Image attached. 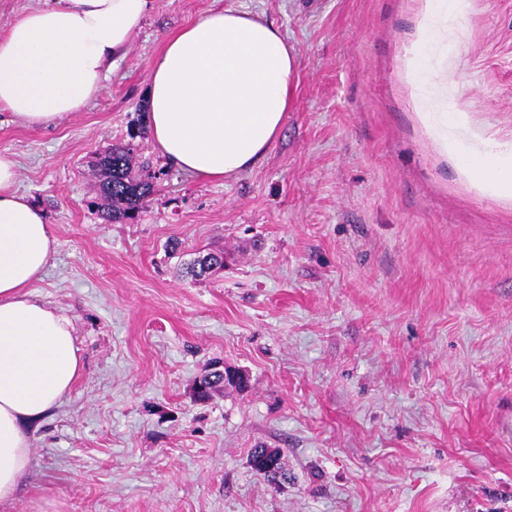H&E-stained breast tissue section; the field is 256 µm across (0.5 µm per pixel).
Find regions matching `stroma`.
Segmentation results:
<instances>
[{
  "label": "stroma",
  "mask_w": 512,
  "mask_h": 512,
  "mask_svg": "<svg viewBox=\"0 0 512 512\" xmlns=\"http://www.w3.org/2000/svg\"><path fill=\"white\" fill-rule=\"evenodd\" d=\"M229 7L280 28L298 80L264 156L211 181L159 154L147 89L169 35ZM432 10L151 0L82 111H0L58 243L33 292L83 361L0 512H512V195L465 166L512 154V0H455L441 41ZM422 70L447 78L432 120ZM128 143L153 193L111 223L97 160ZM216 360L248 387L195 402ZM260 445L287 481L252 469ZM277 461V469L279 474L282 476H286V470L284 469L282 463V456L278 449L275 448H254L251 454V466L252 468L260 475H263L270 482H279L281 479L277 478L276 472H268L266 471V461L273 460Z\"/></svg>",
  "instance_id": "obj_1"
}]
</instances>
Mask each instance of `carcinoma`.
Masks as SVG:
<instances>
[{
  "mask_svg": "<svg viewBox=\"0 0 512 512\" xmlns=\"http://www.w3.org/2000/svg\"><path fill=\"white\" fill-rule=\"evenodd\" d=\"M133 148L127 144L116 146L102 157L98 167L104 179L101 189L109 201L106 220L117 222L124 220L131 213L142 209L151 195V185L132 175ZM224 265V254L208 253L196 260L191 266V275L197 279L207 277L208 272L215 267ZM277 461V471H266V461ZM252 468L270 482H278L277 475H286L282 456L275 448H256L251 454Z\"/></svg>",
  "mask_w": 512,
  "mask_h": 512,
  "instance_id": "carcinoma-1",
  "label": "carcinoma"
}]
</instances>
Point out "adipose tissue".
I'll return each instance as SVG.
<instances>
[{
  "instance_id": "1",
  "label": "adipose tissue",
  "mask_w": 512,
  "mask_h": 512,
  "mask_svg": "<svg viewBox=\"0 0 512 512\" xmlns=\"http://www.w3.org/2000/svg\"><path fill=\"white\" fill-rule=\"evenodd\" d=\"M150 0H43L0 29V110L48 127L96 96ZM297 80L274 24L227 8L182 27L152 65L154 141L172 165L221 180L251 168L278 136ZM0 153V505L29 474L30 433L83 363L69 316L31 292L56 249L44 210Z\"/></svg>"
}]
</instances>
